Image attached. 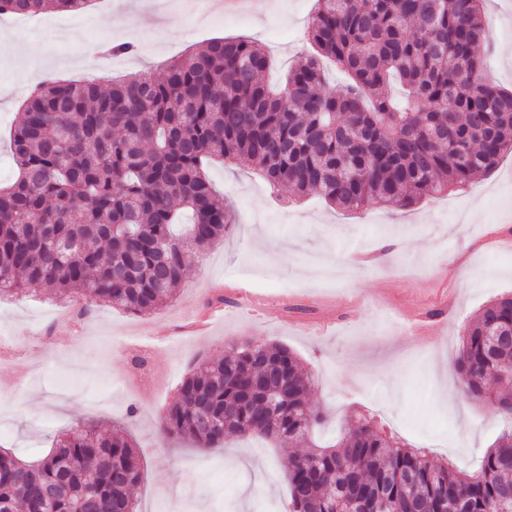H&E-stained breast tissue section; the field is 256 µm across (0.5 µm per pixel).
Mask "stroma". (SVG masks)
Segmentation results:
<instances>
[{
  "label": "stroma",
  "mask_w": 512,
  "mask_h": 512,
  "mask_svg": "<svg viewBox=\"0 0 512 512\" xmlns=\"http://www.w3.org/2000/svg\"><path fill=\"white\" fill-rule=\"evenodd\" d=\"M110 2L29 20L0 15V32L19 31L41 46L25 58L0 46V186L16 177L9 134L46 62L75 81L103 72L112 82L140 67L160 79L189 49L243 37L267 52L266 79L275 84L312 52L305 31L314 0L248 12L227 11L219 0H155L170 18L163 39L133 11L136 56L75 65L83 46L107 40L100 18ZM485 14L479 51L487 78L511 88L512 0H485ZM208 173L235 222L191 259L173 301L143 315L43 286L0 300L1 447L34 459L86 422L125 433L137 448L141 480L132 496L140 512H193L200 502L208 512H288L284 465L302 444L232 436L205 450L159 431L184 376L242 338L298 355L316 379L311 403L333 416L323 439L365 413L436 462L462 466L491 446L502 425L496 406L461 395L443 402L432 368L444 367L459 388L455 357L466 323L512 292V154L464 190L355 211L315 193L284 202L247 164L217 161ZM389 238L398 245L386 254L379 245Z\"/></svg>",
  "instance_id": "35a3bbf8"
}]
</instances>
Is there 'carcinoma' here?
Masks as SVG:
<instances>
[{
	"label": "carcinoma",
	"mask_w": 512,
	"mask_h": 512,
	"mask_svg": "<svg viewBox=\"0 0 512 512\" xmlns=\"http://www.w3.org/2000/svg\"><path fill=\"white\" fill-rule=\"evenodd\" d=\"M92 0H0V14ZM315 53L283 86H267V53L221 38L171 61L161 80L105 87L47 80L12 134L18 177L0 187V299L35 286L150 313L174 297L188 258L235 223L209 180L210 161L249 163L271 192H309L344 210L408 207L459 190L512 154V90L481 79L484 0H316ZM348 80L328 87L320 59ZM512 293L465 327L455 363L463 395L503 413L505 427L473 470L435 462L349 420L337 442L316 431L315 380L288 347L242 341L182 381L160 426L198 448L229 435L306 442L288 458L290 512H500L512 488ZM136 450L88 426L40 458L0 451V512H138Z\"/></svg>",
	"instance_id": "carcinoma-1"
}]
</instances>
